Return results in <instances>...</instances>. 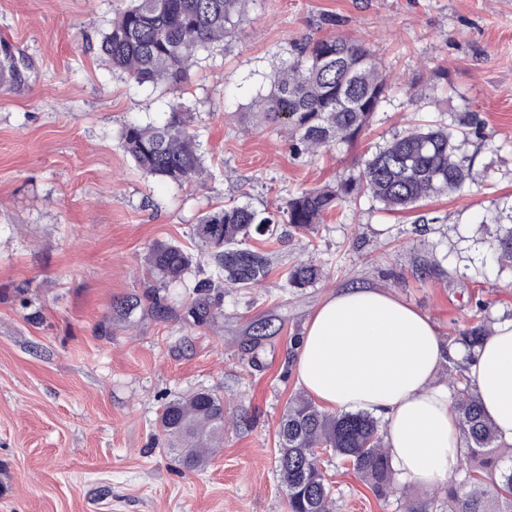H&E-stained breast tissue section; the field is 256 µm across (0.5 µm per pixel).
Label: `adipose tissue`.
<instances>
[{
  "instance_id": "adipose-tissue-1",
  "label": "adipose tissue",
  "mask_w": 512,
  "mask_h": 512,
  "mask_svg": "<svg viewBox=\"0 0 512 512\" xmlns=\"http://www.w3.org/2000/svg\"><path fill=\"white\" fill-rule=\"evenodd\" d=\"M462 366L499 442L512 446V318L481 346L448 345L394 292L350 286L308 320L294 360L298 385L337 412L382 421L380 437L402 487L445 490L461 461V422L443 366Z\"/></svg>"
}]
</instances>
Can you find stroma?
Listing matches in <instances>:
<instances>
[{
    "label": "stroma",
    "instance_id": "stroma-1",
    "mask_svg": "<svg viewBox=\"0 0 512 512\" xmlns=\"http://www.w3.org/2000/svg\"><path fill=\"white\" fill-rule=\"evenodd\" d=\"M121 0H0V40L28 66L0 85V512H288L278 430L299 394L292 361L304 324L332 291H394L446 341L512 317V261L486 263L512 225V0H253L235 36L201 54L177 91L141 86L99 47ZM336 23L324 25L326 15ZM366 43L391 88L352 143L293 156L252 123L251 89L302 36ZM195 114L216 178L180 186L144 177L118 138L162 123L173 100ZM477 175L405 213L362 195L311 239L280 225L260 284L224 291L204 321L172 297L151 311L153 244L194 249L205 212L276 211L297 193L357 174L415 120L454 127ZM311 260L322 278L286 283ZM210 389L224 439L189 469L158 438L165 403ZM336 512H405L409 488L377 497L339 458L321 459Z\"/></svg>",
    "mask_w": 512,
    "mask_h": 512
}]
</instances>
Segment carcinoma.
<instances>
[{"label": "carcinoma", "mask_w": 512, "mask_h": 512, "mask_svg": "<svg viewBox=\"0 0 512 512\" xmlns=\"http://www.w3.org/2000/svg\"><path fill=\"white\" fill-rule=\"evenodd\" d=\"M246 0H130L112 21L100 51L112 67L137 84L160 81L172 89L186 78V63L238 31ZM269 91L254 99L258 123L281 126L291 137L297 156L316 157L332 144L349 143L363 130L384 101L388 88L378 58L360 41L328 36L293 42L288 61L269 77ZM194 113L176 103L161 124L130 122L120 131L125 152L141 173L182 185L216 177L204 166L192 129ZM478 125L472 118L455 132L427 124L413 128L376 150L358 176L335 187L311 188L290 198L276 218L248 204L227 205L204 213L193 233L199 251L208 256L202 270L195 254L178 243H157L151 252L155 287L186 286L184 298L200 317L221 308L226 288H251L267 276L269 255L246 245L254 236H272L274 224H286L299 235L312 234L342 203L364 193L390 210L409 209L427 199L458 190L474 180L470 159L458 154L454 136ZM512 260V227L504 230L488 261ZM198 269L192 285L186 278ZM321 275L313 262L288 273V285L304 288ZM459 397L452 403L462 424L465 459L480 463L472 489L449 486L448 512H512V459L497 457V437L483 415L464 374H458ZM221 397L199 390L167 402L161 432L181 460L191 468L207 463L205 449L223 437L224 424L213 419ZM276 468L288 495L289 512H333L332 488L325 479L317 448H334L336 455L380 498L392 491V469L379 436V422L366 413H327L308 397L297 394L280 422ZM497 486L487 493L486 483Z\"/></svg>", "instance_id": "carcinoma-1"}]
</instances>
